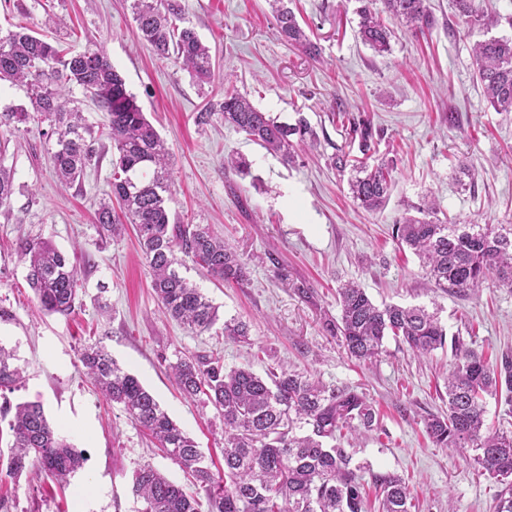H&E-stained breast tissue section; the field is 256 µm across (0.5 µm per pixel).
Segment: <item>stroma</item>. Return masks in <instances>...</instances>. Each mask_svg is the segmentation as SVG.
<instances>
[{
	"label": "stroma",
	"mask_w": 512,
	"mask_h": 512,
	"mask_svg": "<svg viewBox=\"0 0 512 512\" xmlns=\"http://www.w3.org/2000/svg\"><path fill=\"white\" fill-rule=\"evenodd\" d=\"M182 5L211 50L214 78L203 87L139 40L126 0H0V28L22 24L110 59L169 148L172 220L210 225L249 263L251 280L240 286L219 282L191 262L181 273L212 299L220 317L247 321L250 341L185 329L158 302L134 229L99 235L93 218L112 192L111 144L79 184L66 188L50 160L54 135L47 124L30 123L8 143L14 193L0 207V345L14 352L24 379L1 390L0 401L40 402L87 462L66 485L35 468L10 478L5 463L13 436L8 420L0 419V512H133L132 477L145 463L188 486L180 467L87 379L80 350L95 342L198 442L214 474L224 469L215 411L185 399L170 369L179 358L211 352L220 353L228 369L248 366L262 375L284 365L327 387L363 393L378 419L372 430L350 436L348 449L363 465V477L395 472L407 478L411 512H493L500 484L478 472L464 452L433 447L424 432L426 418L448 410L451 351L417 357L389 339L375 359L360 362L322 322L339 315L338 286L354 282L374 303L437 310L449 334L464 337L490 362L512 354V288L491 281L465 295L437 290L417 257L392 238L397 220L417 215L431 200L443 222L512 224V112L489 108L471 53L488 36L512 37V0H475L480 10L502 17L488 33L465 24L453 0H428L434 25L416 34L396 29L383 55L357 36V0H292L299 23L322 51L317 61L280 39L266 0ZM51 15L56 25H47ZM229 80L280 120L305 117L318 135L316 150L300 152L286 166L221 116L198 123ZM340 106L379 130L377 156L397 160L381 210L359 206L348 173L328 164L337 151L357 150L330 119ZM452 110L459 117L455 129L448 126ZM236 155L249 160L250 176L227 166ZM464 164L476 167L475 180L461 173ZM35 236L53 241L78 271L79 300L69 316L42 310L27 283L17 245ZM300 283L311 288L312 301L295 292Z\"/></svg>",
	"instance_id": "35a3bbf8"
}]
</instances>
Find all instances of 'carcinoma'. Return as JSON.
Masks as SVG:
<instances>
[{"label":"carcinoma","mask_w":512,"mask_h":512,"mask_svg":"<svg viewBox=\"0 0 512 512\" xmlns=\"http://www.w3.org/2000/svg\"><path fill=\"white\" fill-rule=\"evenodd\" d=\"M282 40L313 59L321 56L285 0H268ZM358 36L378 54L390 51L394 30L385 19L410 29L434 24L426 0H361ZM458 15L471 26L490 30L495 16L477 10L474 0H454ZM131 11L142 39L160 59L174 58L199 85L211 81L214 70L209 47L185 24L181 0H131ZM478 78L490 106L512 112V38L490 37L474 45ZM0 81L25 87L32 109L21 105L0 110V135H12L31 121L47 122L56 134L51 160L61 184L80 180L99 158L92 128L69 93L81 89L108 115L112 141V195L126 223L136 227L152 288L168 315L194 333L210 330L218 309L196 284L181 275L180 255L224 282L250 281L249 264L235 247L215 235L207 224L171 223L170 152L149 122L124 79L101 51L70 50L51 43L22 26L0 33ZM224 124L246 139L294 162L296 150L316 148L317 133L300 118L294 125L254 106L234 90L219 103ZM359 155L334 154L330 165L350 169L352 196L363 208L381 209L389 198L394 158L372 159L377 131L370 120L347 116ZM13 194L12 169L0 156V205ZM405 217L395 225L398 241L411 248L434 286L444 292L467 291L494 279L512 288V224H443L433 217ZM99 234L121 233L123 223L112 201L95 212ZM28 263L26 276L41 307L55 314L73 312L78 296L77 271L51 241L25 238L18 245ZM339 318L325 319L332 336L341 337L347 354L370 361L380 354L388 336L416 355L450 345L456 360L448 375V414L424 420V430L437 448H467L469 459L503 485L495 512H512V434L491 428L485 419L488 395H505L512 404V357L497 367L472 351L464 340L448 338L437 313L424 306L376 305L364 289L348 282L337 289ZM224 337L249 340V326L238 318L224 320ZM86 375L107 400L120 405L128 419L154 439L165 455L192 477L188 492L146 463L134 473L131 493L136 512H199L204 494L208 512H369V500L352 455L339 441L362 427L369 430L376 412L355 390H336L309 375L280 367L263 378L248 368L226 370L219 356H188L171 366L178 388L188 398L212 406L224 425V473L215 475L197 443L169 417L160 403L126 372L103 346L80 355ZM23 379L14 355L0 346V389ZM12 415L13 444L7 471L18 477L38 467L62 483L84 467L86 458L62 439L38 402L0 406ZM380 512H410V492L403 476L372 475Z\"/></svg>","instance_id":"obj_1"}]
</instances>
